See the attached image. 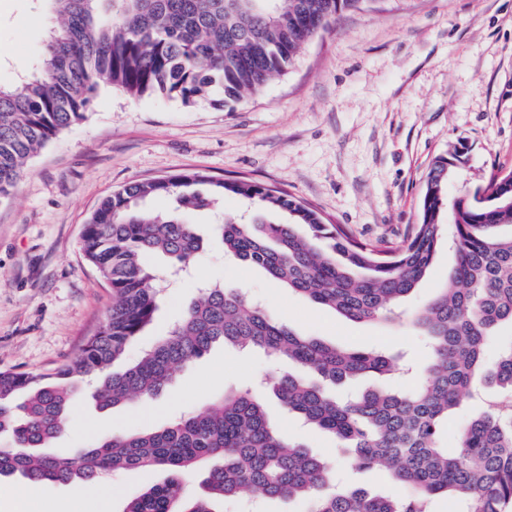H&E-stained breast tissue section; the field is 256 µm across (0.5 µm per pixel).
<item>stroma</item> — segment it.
<instances>
[{
    "label": "stroma",
    "instance_id": "1",
    "mask_svg": "<svg viewBox=\"0 0 512 512\" xmlns=\"http://www.w3.org/2000/svg\"><path fill=\"white\" fill-rule=\"evenodd\" d=\"M52 23L40 0H0L1 84L31 71ZM461 143L467 163L449 181V195L512 171V0H370L339 15L301 47L288 72L231 108L101 88L88 117L36 154L13 197L0 202V370L51 371L96 333L112 291L79 242L100 202L130 182L199 171L272 186L358 239L396 243L419 220L432 161ZM205 282L244 291L300 334L380 348L411 366L385 382L363 376L345 392L384 383L413 389L427 363V342L408 325L347 320L214 244L190 273L165 283L154 322L128 361L180 320ZM287 369L263 354L217 345L148 401L102 411L82 389L51 449L71 455L110 434L150 433L249 385L262 391L283 434L348 481L347 451L282 411L273 396L268 377ZM165 477L155 468L106 476L112 512H124Z\"/></svg>",
    "mask_w": 512,
    "mask_h": 512
}]
</instances>
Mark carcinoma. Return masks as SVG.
<instances>
[{"label":"carcinoma","mask_w":512,"mask_h":512,"mask_svg":"<svg viewBox=\"0 0 512 512\" xmlns=\"http://www.w3.org/2000/svg\"><path fill=\"white\" fill-rule=\"evenodd\" d=\"M42 2L55 23L34 71L0 85V200L12 195L38 150L86 119L101 86L133 98L163 90L185 105L222 95L231 107L286 73L298 49L336 16L369 0ZM465 163L462 148L436 157L420 222L387 249L323 223L315 210L278 190L198 171L132 182L103 199L80 249L110 285L112 308L75 360L47 373L0 371V437L10 441L0 448V476L68 484L147 467L167 473L124 512H219L217 504L243 492L304 499L308 512H434L441 496L459 512H512V343L493 366L484 360L490 337L512 328V172L450 198L448 181ZM229 193L251 209L213 224L224 252L354 321L398 319L395 305L427 277L448 242L455 256L448 284L405 317L430 348L418 388L337 397L330 388L338 384L392 374L396 356L301 336L217 285L201 289L166 336L125 364L128 347L158 308L157 275L146 257L160 254L173 267L194 264L204 242L190 216ZM162 195L173 200L171 210L146 207L148 198ZM219 344L302 366L308 376L285 373L274 383L284 408L350 449L355 469L384 467L410 494L338 487L331 464L283 437L262 397L249 389L158 431L112 435L72 459L42 452L65 430L73 379L97 380L93 398L107 410L160 395L179 367ZM480 383L496 387L503 400L466 419L450 451L443 444L448 415L464 396L478 394ZM202 462L209 463L203 493L189 498L183 477Z\"/></svg>","instance_id":"carcinoma-1"}]
</instances>
